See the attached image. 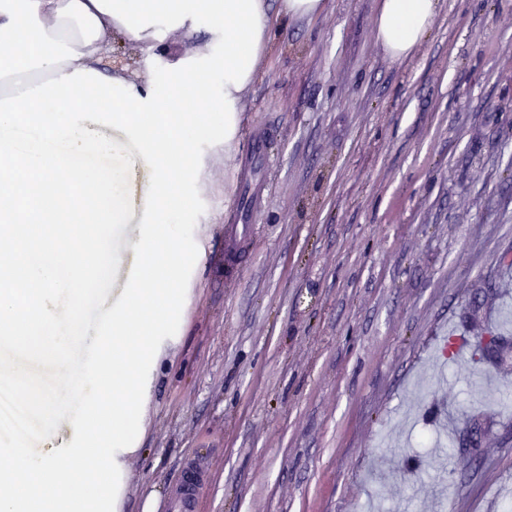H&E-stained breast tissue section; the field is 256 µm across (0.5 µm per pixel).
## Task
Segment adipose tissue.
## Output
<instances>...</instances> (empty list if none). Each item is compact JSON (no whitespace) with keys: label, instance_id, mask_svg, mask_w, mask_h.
<instances>
[{"label":"adipose tissue","instance_id":"ef3b65f1","mask_svg":"<svg viewBox=\"0 0 512 512\" xmlns=\"http://www.w3.org/2000/svg\"><path fill=\"white\" fill-rule=\"evenodd\" d=\"M323 8L324 0H279L274 10L267 0H0V167H21L36 186L23 199L9 183H0V223L82 224L91 234L120 223V206L107 204L109 179L82 162L91 154L111 156L124 168L148 169L151 178L144 192L154 211L150 233L133 245L144 275L112 311L111 369L92 370L73 362L65 366L77 391L102 386L104 376H111V412L72 421V436L47 440L40 451L0 450L6 461L0 468V512H97L118 505L127 458L133 453L130 433L138 426L134 404L145 395L142 373L158 361L155 343L144 336L143 311L174 307L181 300L171 281L151 276L161 252L176 241L170 201L179 187L170 174L178 172L185 181L194 176L195 143L213 125L187 108L199 53L192 47L167 49V32H190L204 21L210 35L222 41L223 56L210 58L207 70L223 74L224 91L211 96L204 110L223 113L229 143L269 50L274 16L311 18ZM440 8L441 0H378L375 33L387 56H410L426 40ZM109 33L156 48L152 72L140 80L119 72L104 74L98 64ZM21 39L28 50L14 54ZM62 88L76 100L94 92L101 104H76L31 121V111L53 104ZM169 107L186 109L181 125L165 121ZM107 122L119 127L121 136L100 138L96 128ZM172 142L180 144L179 156L168 153ZM63 184L77 192L78 203L62 201L58 188ZM86 264L85 255H70L57 237L30 239L16 250L14 268L28 286L29 301L20 304L12 290L0 291V322L7 325L9 344L56 360L64 339L52 330L62 322L76 327L78 282ZM64 294L70 302L61 313L52 302ZM18 471L29 472L30 481L16 482Z\"/></svg>","mask_w":512,"mask_h":512}]
</instances>
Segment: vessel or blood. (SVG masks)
<instances>
[{
  "instance_id": "obj_1",
  "label": "vessel or blood",
  "mask_w": 512,
  "mask_h": 512,
  "mask_svg": "<svg viewBox=\"0 0 512 512\" xmlns=\"http://www.w3.org/2000/svg\"><path fill=\"white\" fill-rule=\"evenodd\" d=\"M274 142L271 130L253 135L245 159L236 174L241 198L224 225V281L233 283L237 277V258L248 242L254 215L261 207L262 197L258 174ZM184 478L171 498L173 512H195L198 490L204 482L203 472L194 464L183 466Z\"/></svg>"
}]
</instances>
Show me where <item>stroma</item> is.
I'll return each instance as SVG.
<instances>
[{
	"label": "stroma",
	"mask_w": 512,
	"mask_h": 512,
	"mask_svg": "<svg viewBox=\"0 0 512 512\" xmlns=\"http://www.w3.org/2000/svg\"><path fill=\"white\" fill-rule=\"evenodd\" d=\"M377 0H325L288 19L244 101L198 140L193 201L177 218L185 299L160 312L162 358L136 409L141 431L119 512H170L199 459L198 512H506L512 504V351L474 363L442 348L512 343V0H442L429 38L394 61ZM104 73L142 79L155 51L107 37ZM275 144L268 193L232 286L224 217L249 136ZM145 169L119 179L126 221L92 246L82 295L92 344L144 234ZM0 368L65 401L54 426L27 412L32 447L101 400L56 364L0 347Z\"/></svg>",
	"instance_id": "35a3bbf8"
}]
</instances>
